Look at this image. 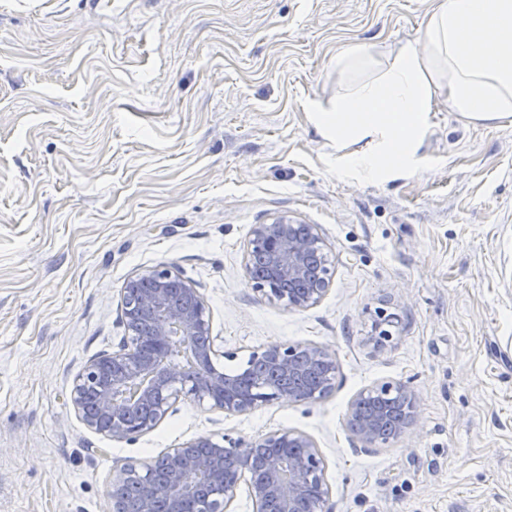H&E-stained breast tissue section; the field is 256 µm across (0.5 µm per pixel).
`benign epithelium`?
<instances>
[{
  "mask_svg": "<svg viewBox=\"0 0 512 512\" xmlns=\"http://www.w3.org/2000/svg\"><path fill=\"white\" fill-rule=\"evenodd\" d=\"M245 269L253 290L289 310L317 305L331 275L324 242L313 224L281 216L250 231ZM126 335L117 349L91 358L75 377L70 401L85 424L113 441L153 430L172 404L190 397L226 415L261 404L310 402L332 389L335 353L314 344H271L252 353L253 364L275 375L298 376L308 367L322 371L317 389L248 382L251 370L227 374L215 365L216 337L203 298L181 272L159 266L129 278L120 296ZM377 393L397 395L404 413L393 435L384 437L381 418H359L351 426L366 446L390 443L415 428L416 390L386 382ZM246 485L254 512H305V504L325 505L329 486L325 463L312 440L292 429L246 442L226 434L200 437L140 464L113 470L112 512H126L128 496L138 512H231L240 485Z\"/></svg>",
  "mask_w": 512,
  "mask_h": 512,
  "instance_id": "7a95c632",
  "label": "benign epithelium"
}]
</instances>
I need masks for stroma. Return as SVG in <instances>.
Returning a JSON list of instances; mask_svg holds the SVG:
<instances>
[{"instance_id": "35a3bbf8", "label": "stroma", "mask_w": 512, "mask_h": 512, "mask_svg": "<svg viewBox=\"0 0 512 512\" xmlns=\"http://www.w3.org/2000/svg\"><path fill=\"white\" fill-rule=\"evenodd\" d=\"M432 2L0 0V512H110L117 465L285 428L324 458L329 512H512V125L439 106L415 173L370 176L313 123ZM281 216L331 261L307 310L245 272L252 226ZM159 266L199 289L224 371L317 344L333 391L231 416L183 397L129 441L89 429L73 379L124 336L126 280ZM385 382L414 387L419 420L367 447L349 407Z\"/></svg>"}]
</instances>
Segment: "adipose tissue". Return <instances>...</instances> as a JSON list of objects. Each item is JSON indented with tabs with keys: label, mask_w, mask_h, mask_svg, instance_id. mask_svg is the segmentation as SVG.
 <instances>
[{
	"label": "adipose tissue",
	"mask_w": 512,
	"mask_h": 512,
	"mask_svg": "<svg viewBox=\"0 0 512 512\" xmlns=\"http://www.w3.org/2000/svg\"><path fill=\"white\" fill-rule=\"evenodd\" d=\"M469 123L512 121V0H435L421 33L391 63L316 108L322 137L369 175L414 172L434 107Z\"/></svg>",
	"instance_id": "ef3b65f1"
}]
</instances>
